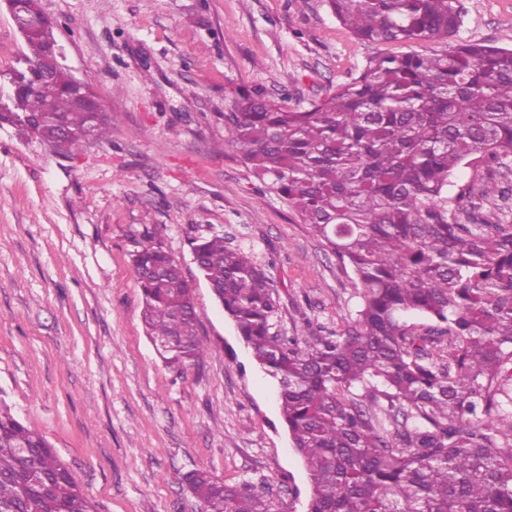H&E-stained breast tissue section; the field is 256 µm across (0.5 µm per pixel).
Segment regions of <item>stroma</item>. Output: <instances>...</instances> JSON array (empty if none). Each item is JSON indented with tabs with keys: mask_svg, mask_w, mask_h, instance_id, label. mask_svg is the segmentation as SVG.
Wrapping results in <instances>:
<instances>
[{
	"mask_svg": "<svg viewBox=\"0 0 512 512\" xmlns=\"http://www.w3.org/2000/svg\"><path fill=\"white\" fill-rule=\"evenodd\" d=\"M457 39L512 48V0H461ZM66 63L112 116L70 156L0 127V400L44 435L95 512H202L183 476L266 484L276 512H308L311 481L276 387L193 260L218 233L279 295L276 332L341 333L350 269L227 145L224 114L255 91L304 110L373 55L327 0H40ZM24 44L0 4V82ZM156 232L191 285L207 354L176 375L145 334L132 257Z\"/></svg>",
	"mask_w": 512,
	"mask_h": 512,
	"instance_id": "stroma-1",
	"label": "stroma"
}]
</instances>
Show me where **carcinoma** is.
Listing matches in <instances>:
<instances>
[{"label": "carcinoma", "instance_id": "carcinoma-1", "mask_svg": "<svg viewBox=\"0 0 512 512\" xmlns=\"http://www.w3.org/2000/svg\"><path fill=\"white\" fill-rule=\"evenodd\" d=\"M373 43H445L377 55L327 99L290 111L258 92L224 113L229 143L267 190L354 275L345 331L308 347L272 331L279 296L261 267L200 238L193 250L225 315L278 388L312 483L309 512H512V48L457 43L461 0H329ZM49 38L25 42L0 120L84 145L93 98L34 66ZM50 110L72 133L27 126ZM462 166L479 186L452 193ZM134 254L142 321L165 364L198 367L192 288L153 231ZM426 322L418 331L408 320ZM207 512H273L269 490L184 476ZM0 512H92L45 437L0 407Z\"/></svg>", "mask_w": 512, "mask_h": 512}]
</instances>
